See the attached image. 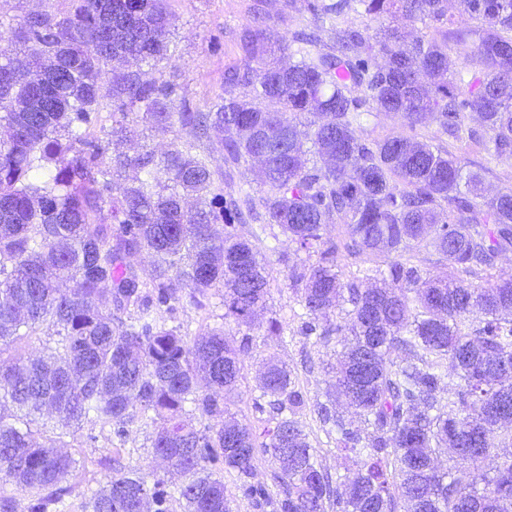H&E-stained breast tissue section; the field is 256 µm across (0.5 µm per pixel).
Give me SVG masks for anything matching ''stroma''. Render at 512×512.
<instances>
[{
  "label": "stroma",
  "mask_w": 512,
  "mask_h": 512,
  "mask_svg": "<svg viewBox=\"0 0 512 512\" xmlns=\"http://www.w3.org/2000/svg\"><path fill=\"white\" fill-rule=\"evenodd\" d=\"M169 9L173 23L167 56L156 65L143 66L142 71L149 79L174 80L176 101L187 102L201 111L209 110L223 97L224 71L237 63L240 35L255 12L266 15L276 36L285 42L291 41L294 32L311 21L307 0H169ZM133 128L135 135L131 141L109 144V153L151 151L160 154L171 144L190 138L187 130L178 127L168 134H159L139 119L134 121ZM363 135L369 140L412 136L434 145L449 146L467 170L481 174L487 194L512 187V158L492 161L475 147L449 144L437 123L414 127L404 114L383 112L370 118ZM201 150L208 155L213 170L220 174V194L236 197L244 191H258L256 174L250 163L225 171L221 136L203 141ZM255 247L259 260L269 272L270 297L266 311L258 315L250 331L238 329L233 322L225 320L223 297L217 291L210 292L207 299L200 302L191 290H183L175 323L190 343L219 326L238 340L246 334L251 336L249 348L239 355L242 379L237 391L228 398L227 407L237 420L252 426L256 432L274 425L268 414L259 413L253 406L257 379L267 361L285 362L306 398L298 419L315 450L321 470L332 476L346 475L353 472L354 467L337 452L335 444L325 434L316 410L317 402L323 401L326 389L334 381L332 366L342 340L337 337L327 343H314L300 335L296 317L300 310L299 296L290 286L289 267L300 262L301 257L281 228L274 224L267 226ZM273 317L282 322V338L266 334L268 321ZM33 430L39 444L57 446L59 452L76 460V471L67 481L70 489L67 500L76 506L104 484L106 476L112 473L104 462L115 457L126 470L132 468L176 484L184 480L183 474L169 470L167 463L154 453L147 431L136 423L129 425L128 435L123 440L101 434L98 426L89 421L73 434L52 430L39 423L34 424ZM92 434L97 437L93 443L88 440Z\"/></svg>",
  "instance_id": "1"
}]
</instances>
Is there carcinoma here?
Wrapping results in <instances>:
<instances>
[{
	"label": "carcinoma",
	"instance_id": "carcinoma-1",
	"mask_svg": "<svg viewBox=\"0 0 512 512\" xmlns=\"http://www.w3.org/2000/svg\"><path fill=\"white\" fill-rule=\"evenodd\" d=\"M69 2L62 15L0 19V125L10 129L0 140V404L14 409L0 413V512H17L4 483L27 494L26 512H67L62 483L76 460L34 443L31 424L45 410L63 428L89 420L120 439L138 415L154 426L155 453L186 476L173 491L162 478L121 472L83 512H144L149 501L168 512L175 492L186 512H231L226 468L270 512H512V411H494L512 408V279L491 275L512 248V188L487 198L480 175L451 151L359 134L365 117L402 112L414 126L435 120L448 139L492 159L512 158V0H462L476 27L411 40L395 24L370 35L348 15L444 25L447 0H312L310 25L288 44L257 14L240 62L224 70V102L208 112L175 104L174 83L137 70L164 58L168 0ZM17 45L39 78L15 64ZM106 95L122 115L111 138H126L125 118L140 113L157 132L180 127L193 141L159 156L107 153L89 137ZM468 112L484 133L465 125ZM215 133L227 168L265 158L262 194L214 193L195 142ZM311 152L322 165L309 164ZM128 169L137 171L129 183ZM334 217L345 224L342 241L322 237ZM261 219L317 256L290 272L307 316L299 333L319 342L350 333L318 404L336 449L356 465L348 482L318 469L295 419L305 398L285 366L272 361L259 379L255 408L275 416L260 443L249 425L224 421V400L242 378L237 348L249 337L237 347L215 328L189 348L169 325L179 290L190 288L222 292L224 318L252 326L269 279L238 225ZM429 235L456 275L425 278L406 258ZM342 251L386 255L387 272L370 288L345 281ZM142 253L153 262L147 281L134 263ZM341 296L350 309L335 324ZM43 325L54 330L43 356L3 359ZM393 351L404 359L388 360ZM201 377L212 392L199 393ZM340 396L362 424L337 410ZM189 409L217 423L197 428ZM258 447L277 465L276 498L246 481ZM445 448L474 481L438 469Z\"/></svg>",
	"mask_w": 512,
	"mask_h": 512
}]
</instances>
